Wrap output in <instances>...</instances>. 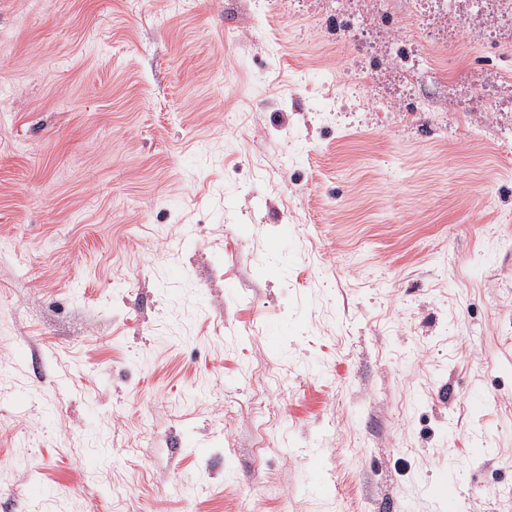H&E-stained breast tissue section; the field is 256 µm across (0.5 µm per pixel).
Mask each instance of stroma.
I'll use <instances>...</instances> for the list:
<instances>
[{
	"label": "stroma",
	"mask_w": 512,
	"mask_h": 512,
	"mask_svg": "<svg viewBox=\"0 0 512 512\" xmlns=\"http://www.w3.org/2000/svg\"><path fill=\"white\" fill-rule=\"evenodd\" d=\"M448 477L512 512V9L0 0V512Z\"/></svg>",
	"instance_id": "obj_1"
}]
</instances>
